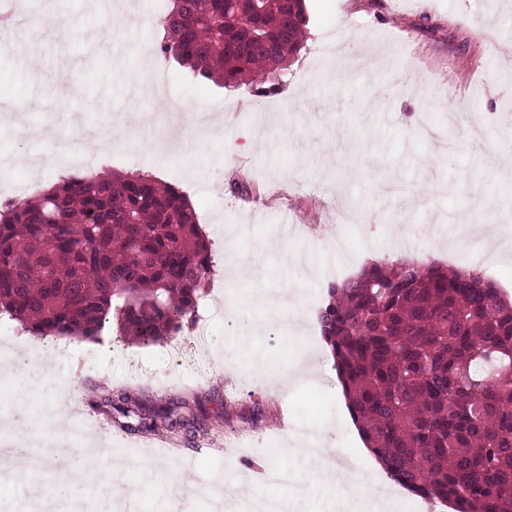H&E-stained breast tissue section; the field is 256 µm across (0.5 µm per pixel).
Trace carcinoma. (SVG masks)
<instances>
[{
  "instance_id": "cac0c4a2",
  "label": "carcinoma",
  "mask_w": 512,
  "mask_h": 512,
  "mask_svg": "<svg viewBox=\"0 0 512 512\" xmlns=\"http://www.w3.org/2000/svg\"><path fill=\"white\" fill-rule=\"evenodd\" d=\"M157 51L257 96L303 47V0H171ZM212 243L175 186L151 174H67L0 205V316L33 336L148 345L185 333ZM347 408L387 477L454 512H512V304L482 274L429 260L370 263L327 283L316 314ZM133 434L187 443L210 416L101 397Z\"/></svg>"
}]
</instances>
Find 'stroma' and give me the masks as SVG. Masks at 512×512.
<instances>
[{"mask_svg": "<svg viewBox=\"0 0 512 512\" xmlns=\"http://www.w3.org/2000/svg\"><path fill=\"white\" fill-rule=\"evenodd\" d=\"M168 5L116 0L115 31L103 40L100 0H24L32 18L60 17L64 36L11 28L0 100L59 94L26 110L28 140L0 120V192L29 181L43 190L76 169L88 148L68 115L112 131L103 166L178 187L222 259L197 313L211 344L199 349L191 333L147 346L109 331L68 340L54 394L23 409L2 382L0 418L23 414L37 439L74 445L30 459V471L42 487L83 473L74 494L87 512L99 505L98 466L116 460L133 512H239L244 500L345 512L340 486L314 478L316 458L293 455L303 433L336 449L337 469L416 512V496L358 441L309 301L374 254L470 268L512 295V247L455 232L485 213L512 225V69L502 62L512 56V0H306V41L268 97L202 84L171 58L145 56ZM156 70L170 75L185 114L181 140L199 144L190 158L170 147L164 101L144 92ZM235 180L260 194L234 195ZM283 291L305 309L284 327L268 322L264 304ZM262 374L284 381L280 394L266 393ZM112 385L141 391L148 406L185 401L219 426L190 445L124 432L92 403L94 388ZM283 454L303 498L263 480ZM148 455L147 479L139 462Z\"/></svg>", "mask_w": 512, "mask_h": 512, "instance_id": "stroma-1", "label": "stroma"}]
</instances>
